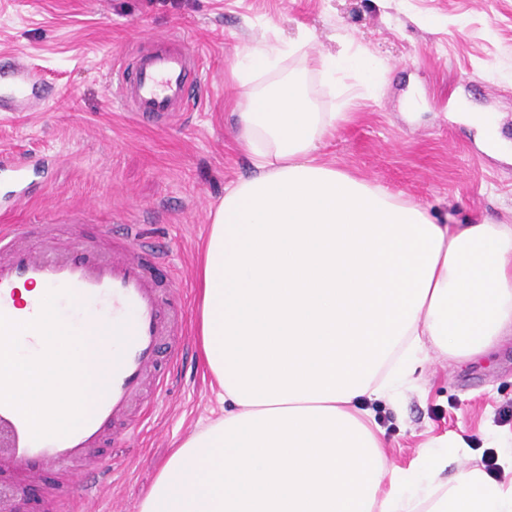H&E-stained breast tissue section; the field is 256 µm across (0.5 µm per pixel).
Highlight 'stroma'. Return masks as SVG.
<instances>
[{
    "label": "stroma",
    "instance_id": "stroma-1",
    "mask_svg": "<svg viewBox=\"0 0 512 512\" xmlns=\"http://www.w3.org/2000/svg\"><path fill=\"white\" fill-rule=\"evenodd\" d=\"M199 59L194 91L177 121L140 126L114 98L112 71L139 45L169 35ZM293 41L281 72L300 76L316 111L351 120L322 149V162L426 205L440 224H512V159L490 155L456 116L459 101L491 112L512 141V0H0V52L31 59L53 89L32 112L0 114V150L45 158L28 202L0 208L2 224L142 223L167 243L171 269L155 277L185 306L188 345L166 370L168 392L144 432L107 455L116 479L98 490L101 512H130L177 442L217 417L219 388L199 353L196 267L210 213L227 185L250 172L236 145L232 66L253 38ZM368 52L372 79L351 72L329 82L306 60ZM421 96L418 119L404 100ZM389 466L405 468L421 445L464 436L484 464L489 432L512 433V336L459 365L434 354L394 406L374 403Z\"/></svg>",
    "mask_w": 512,
    "mask_h": 512
}]
</instances>
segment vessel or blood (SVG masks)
Returning <instances> with one entry per match:
<instances>
[{
	"label": "vessel or blood",
	"mask_w": 512,
	"mask_h": 512,
	"mask_svg": "<svg viewBox=\"0 0 512 512\" xmlns=\"http://www.w3.org/2000/svg\"><path fill=\"white\" fill-rule=\"evenodd\" d=\"M197 63L183 51L158 43L137 49L118 75L116 94L144 126L167 124L187 103ZM35 67L12 57L0 60V112H23L37 103ZM27 163L0 160V176H9L14 201L28 199L24 183ZM169 250L144 237L140 225L121 223L93 241L76 238L60 245L47 225L0 227V313L13 321L35 318L40 300L19 314L20 288L39 284L69 288L77 302L103 313L113 323H126L129 344L114 359L108 386L94 402L86 421L69 435L33 439L24 417L0 404V512H14L25 493L16 476L66 473L76 496L78 512H96L97 475L106 473L102 451L112 445V433L125 421L142 396L147 380L164 389L157 366L165 344L183 335L181 307L169 302L160 282L147 271L148 263H165Z\"/></svg>",
	"instance_id": "b4317fda"
}]
</instances>
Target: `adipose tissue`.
<instances>
[{
  "label": "adipose tissue",
  "instance_id": "obj_1",
  "mask_svg": "<svg viewBox=\"0 0 512 512\" xmlns=\"http://www.w3.org/2000/svg\"><path fill=\"white\" fill-rule=\"evenodd\" d=\"M297 44L257 42L231 73L253 176L213 209L199 335L224 413L176 443L136 512H512L501 477L449 474L443 434L388 469L371 402L397 403L430 353L512 334V224H439L427 207L317 158L351 118L277 75Z\"/></svg>",
  "mask_w": 512,
  "mask_h": 512
}]
</instances>
